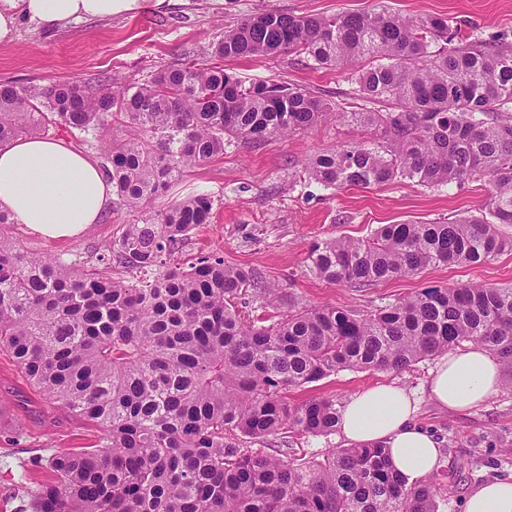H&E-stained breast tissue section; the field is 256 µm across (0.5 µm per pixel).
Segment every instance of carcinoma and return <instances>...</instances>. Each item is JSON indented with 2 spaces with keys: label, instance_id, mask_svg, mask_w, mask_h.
Instances as JSON below:
<instances>
[{
  "label": "carcinoma",
  "instance_id": "obj_1",
  "mask_svg": "<svg viewBox=\"0 0 512 512\" xmlns=\"http://www.w3.org/2000/svg\"><path fill=\"white\" fill-rule=\"evenodd\" d=\"M294 54L350 68L365 111H345L299 86L243 84L222 62ZM141 85L116 75L49 85L0 82V147L76 129L105 160L112 192L138 213L108 246L65 262L25 251L0 211V352L30 385L82 422L96 442L48 458L28 490L32 512H438L427 483H408L381 444L293 458L294 433L336 431L333 398L288 392L345 369L400 372L464 343L487 347L512 387V288H423L360 316L331 306L239 319L248 292L277 308L280 287L202 257L174 255L211 222L213 200L145 207L184 169L243 144L320 123L367 138L311 157L332 188L408 179L426 187L487 179L479 212L444 224H384L368 238L313 243L311 272L366 285L428 266L480 264L512 238V43L461 34L448 20L381 10L336 16H250L212 46ZM115 256L132 278L112 277ZM279 440L271 453L247 440Z\"/></svg>",
  "mask_w": 512,
  "mask_h": 512
}]
</instances>
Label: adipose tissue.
I'll return each instance as SVG.
<instances>
[{
	"mask_svg": "<svg viewBox=\"0 0 512 512\" xmlns=\"http://www.w3.org/2000/svg\"><path fill=\"white\" fill-rule=\"evenodd\" d=\"M143 0H0V44L12 43L21 21L64 26L108 19L140 9ZM112 200V185L98 161L63 141L24 137L0 148V210L50 239L77 236L97 223ZM502 365L484 346L470 343L442 355L429 394L452 411L474 409L496 395ZM418 399L397 384L382 383L351 395L337 427L352 445L380 443L395 471L415 483L439 466L442 450L414 416ZM464 512H512V481L473 491Z\"/></svg>",
	"mask_w": 512,
	"mask_h": 512,
	"instance_id": "1",
	"label": "adipose tissue"
}]
</instances>
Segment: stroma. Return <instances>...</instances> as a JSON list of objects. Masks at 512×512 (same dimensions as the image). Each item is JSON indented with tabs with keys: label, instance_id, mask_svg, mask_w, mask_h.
<instances>
[{
	"label": "stroma",
	"instance_id": "obj_1",
	"mask_svg": "<svg viewBox=\"0 0 512 512\" xmlns=\"http://www.w3.org/2000/svg\"><path fill=\"white\" fill-rule=\"evenodd\" d=\"M387 9L411 18L440 16L465 22L468 33L512 42V0H145L135 13L106 20L45 27L22 21L15 40L0 45V82L18 85L59 80L93 82L105 74L141 84L180 59L210 60L213 43L248 16L274 10L294 16L367 13ZM227 71L245 83L279 80L308 88L349 110L363 108L346 68H317L299 57L228 60ZM358 131L333 125L261 144L231 142L223 156L186 170L153 208L207 195L214 201L210 224L192 231L178 255L183 267L205 256L223 257L282 287L302 307L332 306L366 315L430 285L482 284L512 287V251L479 265L430 266L415 275L350 287L327 283L310 270L314 241L336 236L365 238L380 225L444 222L477 213L489 185L473 181L432 188L396 180L371 189H333L309 179L304 164ZM111 203L97 224L71 239L52 240L25 225L12 229L23 248L37 255L75 260L103 251L131 221ZM434 359L402 372L342 370L289 392L291 402L347 397L380 382L421 392ZM417 423L442 448L433 483L439 512H462L466 497L485 482L512 481V388L482 406L449 411L423 397ZM98 432L32 388L12 359L0 352V512H29L28 488L47 480L45 461L54 451L92 445Z\"/></svg>",
	"mask_w": 512,
	"mask_h": 512
}]
</instances>
